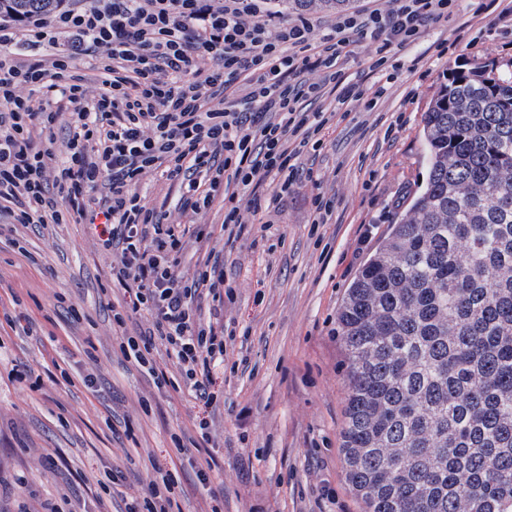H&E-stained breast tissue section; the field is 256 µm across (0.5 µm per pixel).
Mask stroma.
Instances as JSON below:
<instances>
[{"label": "stroma", "instance_id": "obj_1", "mask_svg": "<svg viewBox=\"0 0 512 512\" xmlns=\"http://www.w3.org/2000/svg\"><path fill=\"white\" fill-rule=\"evenodd\" d=\"M491 63L512 73V27L494 10L458 0L448 20L390 60L392 77L374 111L351 108L322 149L302 155L319 175L285 197L272 218L283 241L252 248L222 236L197 242L200 224H221L213 207L187 225L181 269L193 275L209 252L237 284L220 321L233 331L224 364L212 371L215 399L157 390L128 363L119 343L147 327L137 316L112 325L115 255L101 251L93 224H29L0 215V512H126L133 488L156 471H176L175 512H364L345 480L344 349L336 314L353 278L388 234L427 175L424 114L455 62ZM332 196L329 224L311 234L312 199ZM247 367L230 372L239 358ZM70 381H63L62 373ZM92 385H85V375ZM210 418V453L222 465L211 498L194 466H174V433ZM53 467L43 463L45 456Z\"/></svg>", "mask_w": 512, "mask_h": 512}]
</instances>
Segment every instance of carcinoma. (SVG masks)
I'll list each match as a JSON object with an SVG mask.
<instances>
[{
	"label": "carcinoma",
	"mask_w": 512,
	"mask_h": 512,
	"mask_svg": "<svg viewBox=\"0 0 512 512\" xmlns=\"http://www.w3.org/2000/svg\"><path fill=\"white\" fill-rule=\"evenodd\" d=\"M422 142L427 178L337 313L345 476L366 512H512V74L450 69Z\"/></svg>",
	"instance_id": "cac0c4a2"
}]
</instances>
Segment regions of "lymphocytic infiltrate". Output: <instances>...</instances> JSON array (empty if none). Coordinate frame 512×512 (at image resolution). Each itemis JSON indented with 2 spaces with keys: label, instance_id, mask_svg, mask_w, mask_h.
Listing matches in <instances>:
<instances>
[{
  "label": "lymphocytic infiltrate",
  "instance_id": "f902f5d3",
  "mask_svg": "<svg viewBox=\"0 0 512 512\" xmlns=\"http://www.w3.org/2000/svg\"><path fill=\"white\" fill-rule=\"evenodd\" d=\"M265 0H88L45 15L0 17V47H22L23 61L0 58V212L18 224L102 223L101 247L120 255L112 281L124 291L112 321L139 315L147 332L124 336V357L156 388L187 390L211 404L213 367L223 364L234 334L201 318L196 300L233 299L224 266L205 258L192 280L179 271L187 221L224 203L226 246L250 236L258 214L276 212L300 178L299 159L319 151L338 110L373 111L376 98L347 81L343 64L358 41L371 48L372 72L393 51L417 41L451 13L454 0H392L389 8L336 19L317 34L306 17L281 24ZM62 46L44 59L40 49ZM97 59L100 90L88 95L75 60ZM330 95L332 112H304L302 96ZM69 138L64 158L50 144L59 118ZM161 171L176 188L168 208L150 207L143 176ZM248 197H240V190ZM172 359L163 369L158 352ZM211 425L172 439L177 457L200 454L197 472L211 484L219 465L208 456ZM171 475L134 492L127 512H173Z\"/></svg>",
  "mask_w": 512,
  "mask_h": 512
}]
</instances>
